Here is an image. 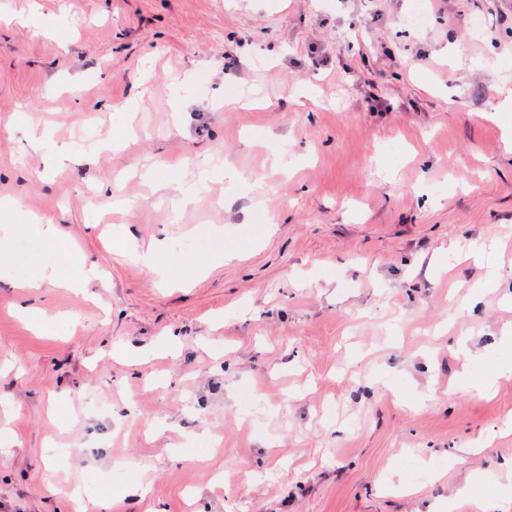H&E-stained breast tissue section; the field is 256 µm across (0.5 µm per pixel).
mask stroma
Masks as SVG:
<instances>
[{
    "label": "stroma",
    "mask_w": 512,
    "mask_h": 512,
    "mask_svg": "<svg viewBox=\"0 0 512 512\" xmlns=\"http://www.w3.org/2000/svg\"><path fill=\"white\" fill-rule=\"evenodd\" d=\"M413 3L0 0V512H512V0ZM512 98L506 96L492 114V119L498 122L505 134V145L509 153L512 152ZM133 255L149 272L176 278L181 281L190 280L199 269V267L194 264H188L183 270L169 266L167 262V251L159 246L150 247L141 252H133ZM39 268V276L31 282L32 287L40 288L44 282H50L58 287L63 288H83L84 281L81 267L61 266L53 268H45L37 262Z\"/></svg>",
    "instance_id": "obj_1"
}]
</instances>
